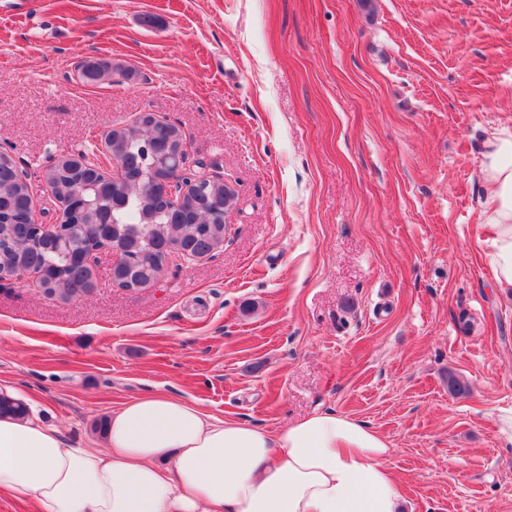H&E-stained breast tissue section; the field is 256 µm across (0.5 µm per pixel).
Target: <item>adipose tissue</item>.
Here are the masks:
<instances>
[{"mask_svg": "<svg viewBox=\"0 0 512 512\" xmlns=\"http://www.w3.org/2000/svg\"><path fill=\"white\" fill-rule=\"evenodd\" d=\"M480 178L493 280L512 296V129L488 141ZM391 452L333 410L266 431L148 395L112 410L97 447L73 445L33 410L0 416V490L34 512H403Z\"/></svg>", "mask_w": 512, "mask_h": 512, "instance_id": "adipose-tissue-1", "label": "adipose tissue"}]
</instances>
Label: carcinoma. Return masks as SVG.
<instances>
[{
  "label": "carcinoma",
  "instance_id": "1",
  "mask_svg": "<svg viewBox=\"0 0 512 512\" xmlns=\"http://www.w3.org/2000/svg\"><path fill=\"white\" fill-rule=\"evenodd\" d=\"M112 71V62L87 63L82 77L94 82ZM123 177H103L92 170L48 172L55 194L66 204L61 227L46 233L27 220L30 196L27 181L18 174L14 160L0 161V221L10 224L0 239V269L22 266L40 272L54 286L57 300L76 292L86 279L84 260L91 250L107 245L121 250L132 265L134 283L149 287L172 244L207 252L212 243L224 242L219 223L224 189L203 181L173 210L156 194L139 190L136 180L175 173L167 126L147 134L134 130L116 146Z\"/></svg>",
  "mask_w": 512,
  "mask_h": 512
}]
</instances>
